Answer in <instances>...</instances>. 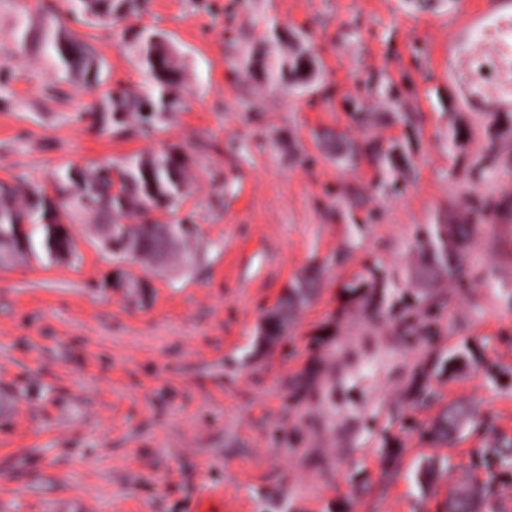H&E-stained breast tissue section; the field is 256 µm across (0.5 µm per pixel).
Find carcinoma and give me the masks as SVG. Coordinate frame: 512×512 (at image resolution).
<instances>
[{
  "label": "carcinoma",
  "mask_w": 512,
  "mask_h": 512,
  "mask_svg": "<svg viewBox=\"0 0 512 512\" xmlns=\"http://www.w3.org/2000/svg\"><path fill=\"white\" fill-rule=\"evenodd\" d=\"M74 8L86 13L100 24L112 23V0H72ZM155 34L142 32L138 35V63L153 79L157 93H141L120 88L107 90L99 104L92 108L99 123L108 128L135 118L144 128L157 126L165 113L175 107L167 87L172 84L168 75L169 56L160 55L153 43ZM44 51L53 56L59 69L67 73L88 72L98 66L93 50L81 39L52 24L43 32ZM121 177L118 192H112L110 165H96L83 171L66 168L54 174L53 184L57 196L48 198L45 187L40 184L0 183V245L7 244L16 225L30 226L27 236L29 250H41L48 259H53L55 224L46 219L54 209H69L75 212H94L111 223L112 239L122 250L132 247L137 258L144 262H160L174 258L188 265L192 254L187 248L179 252L169 247L168 237L174 236L185 242L191 233L184 224L173 221L155 224L144 220L139 224H123L118 218L130 210L147 216L155 209H164L174 214L183 197L185 165L171 150L162 151L149 158L133 155L117 167ZM468 235V226H448V237L440 238L435 263L453 272L456 252L453 246ZM307 295L305 284L289 288L279 301L272 316L266 319L261 334L270 339L280 335L288 324V314ZM470 414L463 407H451L438 422L437 431L443 437L452 436ZM484 488L475 484H462L448 495L444 512H480L484 500Z\"/></svg>",
  "instance_id": "obj_1"
}]
</instances>
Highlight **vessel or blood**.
Masks as SVG:
<instances>
[{"mask_svg": "<svg viewBox=\"0 0 512 512\" xmlns=\"http://www.w3.org/2000/svg\"><path fill=\"white\" fill-rule=\"evenodd\" d=\"M448 35V79L476 112H512V79L486 87L480 66L512 60V0H461Z\"/></svg>", "mask_w": 512, "mask_h": 512, "instance_id": "vessel-or-blood-1", "label": "vessel or blood"}]
</instances>
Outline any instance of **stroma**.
<instances>
[{"instance_id": "35a3bbf8", "label": "stroma", "mask_w": 512, "mask_h": 512, "mask_svg": "<svg viewBox=\"0 0 512 512\" xmlns=\"http://www.w3.org/2000/svg\"><path fill=\"white\" fill-rule=\"evenodd\" d=\"M136 2L104 27L0 0V182L171 149L196 227L187 268L112 258L77 212L75 255L0 261V512H443L462 477L512 512L485 455L512 441V112L449 82V0ZM49 3L96 72L43 51ZM143 31L174 47L177 107L101 131L102 91L153 86ZM442 224L470 227L457 277ZM468 235V226L465 224L448 225V239L440 238L437 246L435 263L447 267L448 274L452 273L456 265V252L450 247V244L456 245L464 240ZM448 241L450 244L448 245ZM306 284H297L289 288L279 301L272 316L266 319L261 328L262 336L270 339L279 336L288 324V314L301 302L307 295ZM470 414L463 407H451L444 412L438 422L437 431L443 437H451L464 423L468 421Z\"/></svg>"}]
</instances>
